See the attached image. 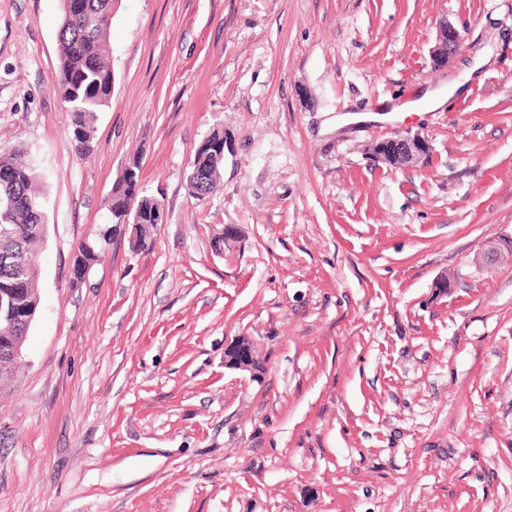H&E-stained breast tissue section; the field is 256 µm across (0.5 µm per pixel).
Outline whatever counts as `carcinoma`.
<instances>
[{"label": "carcinoma", "mask_w": 512, "mask_h": 512, "mask_svg": "<svg viewBox=\"0 0 512 512\" xmlns=\"http://www.w3.org/2000/svg\"><path fill=\"white\" fill-rule=\"evenodd\" d=\"M62 16L57 30L60 61L58 84L70 115V133L76 156L90 154L96 145L97 112L109 106L115 77L104 53L112 18L119 0H82L83 9L75 13L70 0H61ZM204 147L197 161L190 164L186 184L198 194L213 191L224 172V128L215 127L202 140ZM18 148L0 147V294L10 292L11 305L0 304V388L16 374L18 357L14 346L26 340L30 326L25 318L37 315L40 304V279L28 276L36 270L35 252L46 234L47 196L40 189L37 165L23 158ZM140 162L133 159L131 171L111 189L104 208L110 215L108 224L118 223L130 203L139 206L146 223L140 231L136 251L152 245L148 215L154 197L142 190ZM113 229L92 242L95 253L78 246L73 281L81 282L98 264L103 244L110 242Z\"/></svg>", "instance_id": "1"}]
</instances>
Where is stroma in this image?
I'll use <instances>...</instances> for the list:
<instances>
[{
    "label": "stroma",
    "mask_w": 512,
    "mask_h": 512,
    "mask_svg": "<svg viewBox=\"0 0 512 512\" xmlns=\"http://www.w3.org/2000/svg\"><path fill=\"white\" fill-rule=\"evenodd\" d=\"M61 7L0 0V145L49 201L0 512H512V258L474 262L512 234V0H121L86 160ZM442 19L465 42L436 70ZM429 89L453 96L349 119ZM218 125L200 201L185 181ZM396 134L428 140L416 167L372 162ZM136 153L167 221L73 284ZM241 336L262 382L224 366ZM204 144L194 164L198 147ZM198 162L200 166L196 168ZM224 172V128L215 127L196 147L190 171L186 177V185L193 187L197 194L212 192L222 178Z\"/></svg>",
    "instance_id": "35a3bbf8"
}]
</instances>
